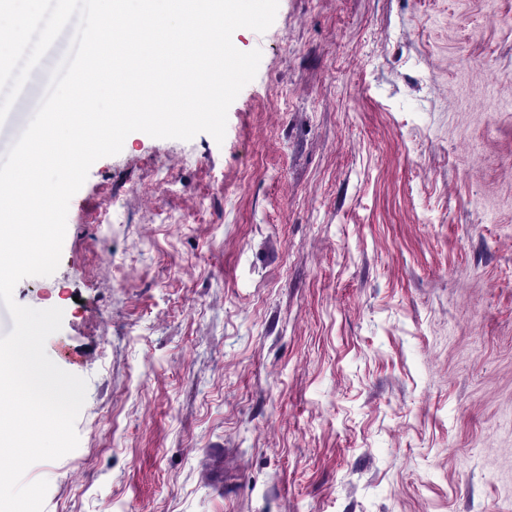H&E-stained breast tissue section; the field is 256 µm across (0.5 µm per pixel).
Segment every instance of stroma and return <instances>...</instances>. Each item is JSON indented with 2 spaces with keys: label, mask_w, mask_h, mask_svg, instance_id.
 Wrapping results in <instances>:
<instances>
[{
  "label": "stroma",
  "mask_w": 512,
  "mask_h": 512,
  "mask_svg": "<svg viewBox=\"0 0 512 512\" xmlns=\"http://www.w3.org/2000/svg\"><path fill=\"white\" fill-rule=\"evenodd\" d=\"M232 40L223 143L128 135L15 288L87 381L44 512H512V0H279Z\"/></svg>",
  "instance_id": "35a3bbf8"
}]
</instances>
